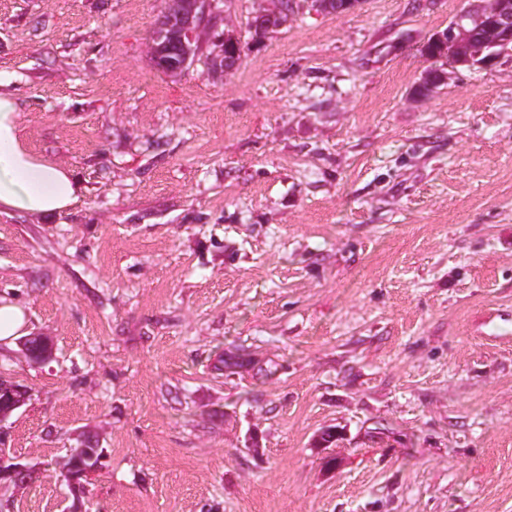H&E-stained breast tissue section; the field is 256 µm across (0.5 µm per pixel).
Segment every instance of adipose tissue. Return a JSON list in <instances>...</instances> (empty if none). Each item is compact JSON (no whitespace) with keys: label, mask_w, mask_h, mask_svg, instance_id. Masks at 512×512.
<instances>
[{"label":"adipose tissue","mask_w":512,"mask_h":512,"mask_svg":"<svg viewBox=\"0 0 512 512\" xmlns=\"http://www.w3.org/2000/svg\"><path fill=\"white\" fill-rule=\"evenodd\" d=\"M20 110L16 91L0 79V212L62 214L75 203L80 185L69 167L30 150Z\"/></svg>","instance_id":"adipose-tissue-1"}]
</instances>
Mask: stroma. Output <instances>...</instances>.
I'll list each match as a JSON object with an SVG mask.
<instances>
[{"label":"stroma","instance_id":"obj_1","mask_svg":"<svg viewBox=\"0 0 512 512\" xmlns=\"http://www.w3.org/2000/svg\"><path fill=\"white\" fill-rule=\"evenodd\" d=\"M276 2L224 0L172 77L165 0H0L27 143L80 184L0 214V297L54 344L0 346L37 468L0 512H64L81 446L89 512H512V59L419 96L467 0H296L246 34ZM177 7L179 8V10L184 9L182 6L178 4ZM179 10L173 9V13H171L170 15L163 14V19L160 20V22L158 23V26L160 27L168 26L171 21V17L174 18L175 22L170 26V29H166V33L170 34V36H164L160 40H157V38L153 37V43L155 45L154 52L161 55L162 59L175 60L177 62H179V56L177 53H173L172 51L177 50L176 42H179V40H177L176 37L178 31L174 29L178 23L177 13L179 12Z\"/></svg>","mask_w":512,"mask_h":512}]
</instances>
